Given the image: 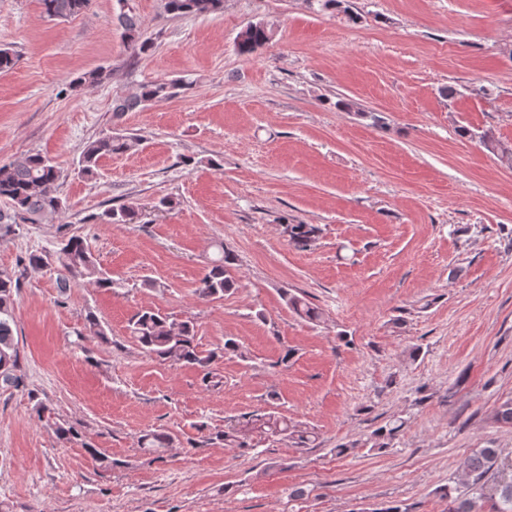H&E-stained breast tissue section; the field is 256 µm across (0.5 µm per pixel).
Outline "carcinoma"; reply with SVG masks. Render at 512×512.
Here are the masks:
<instances>
[{"instance_id":"obj_1","label":"carcinoma","mask_w":512,"mask_h":512,"mask_svg":"<svg viewBox=\"0 0 512 512\" xmlns=\"http://www.w3.org/2000/svg\"><path fill=\"white\" fill-rule=\"evenodd\" d=\"M43 12L51 19L69 18L86 10L92 0H40ZM224 8V0H165V9L176 16L209 15ZM125 30L128 48L137 57L148 50L145 42L139 41L138 18L130 13L120 14ZM270 30L262 23L247 26L238 37L237 47L242 55H251L269 42ZM185 85L179 81H152L143 83L138 91L115 100L113 112L120 115L146 103L166 101L180 94ZM136 139L128 136L106 135L88 142L80 160L79 173L83 176L94 174L97 160L108 154L125 153L131 150ZM61 171L52 160L41 154H31L8 164L0 165V200L6 201L13 210V218L23 221L32 216L46 213L55 214L62 210L64 202L59 195ZM135 210L131 206L118 210L108 209L98 216L102 224H129L134 220ZM290 243L296 248H306L318 237L320 228L314 224H289L286 227ZM235 256L218 246V255L212 259L208 272L201 279L198 295L202 299H216L233 288L235 284L232 268ZM56 264L61 278V291H66L70 278H87L99 288H114L112 278L99 266L85 240L71 236L60 243L56 250ZM18 281L0 272V383L16 386L20 377L16 375L20 364L18 340L15 339L14 290ZM286 304L295 314L309 322L321 320V312L305 298L285 294ZM130 336L146 354L161 361L194 367L202 374V383L208 389H217L224 384L223 376L212 368L223 355L246 358L242 345L233 338L224 340L221 351L200 349L196 338L195 324L191 320L175 322L154 310H143L136 314L129 324ZM403 428V423L392 422L377 428L367 435L363 445L369 448H388ZM283 436L296 448L315 446L317 436L310 428L293 424L273 412L255 413L240 420H231L224 429L206 436V441H219L232 448H254V437ZM173 444V437L166 432H152L143 436L142 447L162 455ZM501 450L498 448H477L467 457L465 470L472 478L468 495L454 496L449 512H482L485 503H491L492 512H512V477L494 484L488 483L487 475L497 464Z\"/></svg>"}]
</instances>
